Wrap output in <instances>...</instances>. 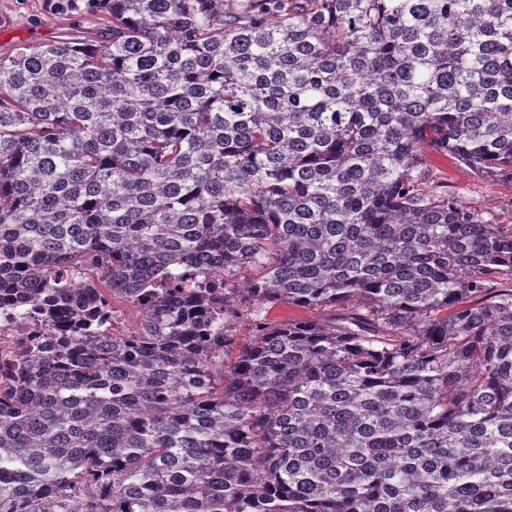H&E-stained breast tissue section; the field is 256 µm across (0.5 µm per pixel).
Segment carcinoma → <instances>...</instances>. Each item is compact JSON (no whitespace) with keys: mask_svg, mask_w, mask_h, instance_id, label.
<instances>
[{"mask_svg":"<svg viewBox=\"0 0 512 512\" xmlns=\"http://www.w3.org/2000/svg\"><path fill=\"white\" fill-rule=\"evenodd\" d=\"M98 18L0 57V299L82 326L4 368L0 512H512V224L418 189L512 176V0ZM114 306L121 309L126 316H135L136 311L134 308L126 305L125 303L115 302ZM115 310L109 316L104 333L106 336H131L137 331V326L126 316ZM320 315V312L316 309L277 304L271 307L267 317L270 322L278 323L288 320L296 322L316 321L320 318Z\"/></svg>","mask_w":512,"mask_h":512,"instance_id":"cac0c4a2","label":"carcinoma"}]
</instances>
